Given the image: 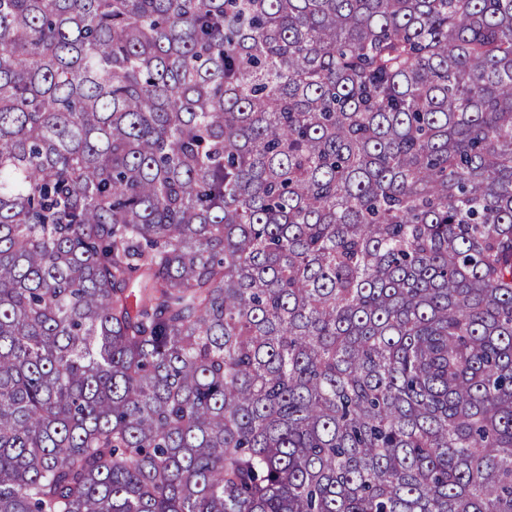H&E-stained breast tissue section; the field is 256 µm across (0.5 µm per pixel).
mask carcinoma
Returning <instances> with one entry per match:
<instances>
[{
	"instance_id": "obj_1",
	"label": "carcinoma",
	"mask_w": 512,
	"mask_h": 512,
	"mask_svg": "<svg viewBox=\"0 0 512 512\" xmlns=\"http://www.w3.org/2000/svg\"><path fill=\"white\" fill-rule=\"evenodd\" d=\"M0 512H512V0H0Z\"/></svg>"
}]
</instances>
